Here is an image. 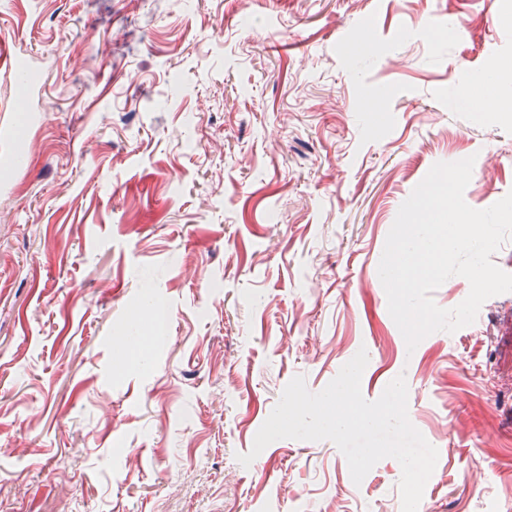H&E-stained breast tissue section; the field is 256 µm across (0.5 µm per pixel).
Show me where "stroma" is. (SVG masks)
Wrapping results in <instances>:
<instances>
[{
  "label": "stroma",
  "mask_w": 512,
  "mask_h": 512,
  "mask_svg": "<svg viewBox=\"0 0 512 512\" xmlns=\"http://www.w3.org/2000/svg\"><path fill=\"white\" fill-rule=\"evenodd\" d=\"M374 50L356 52L364 35ZM33 110L0 169V512H401L328 440L242 466L286 384L359 349L438 450L418 512H512V292L408 350L400 205L512 191V0H0Z\"/></svg>",
  "instance_id": "stroma-1"
}]
</instances>
